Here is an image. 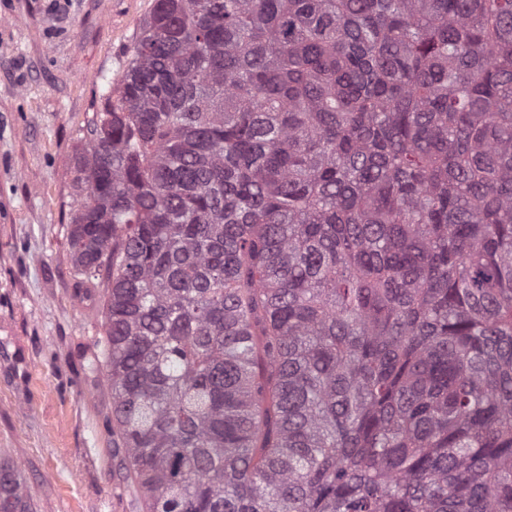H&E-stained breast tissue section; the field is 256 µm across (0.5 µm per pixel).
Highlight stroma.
Listing matches in <instances>:
<instances>
[{
  "instance_id": "obj_1",
  "label": "stroma",
  "mask_w": 512,
  "mask_h": 512,
  "mask_svg": "<svg viewBox=\"0 0 512 512\" xmlns=\"http://www.w3.org/2000/svg\"><path fill=\"white\" fill-rule=\"evenodd\" d=\"M154 0H0V457L36 512H144L112 445L106 283L67 248L75 157Z\"/></svg>"
}]
</instances>
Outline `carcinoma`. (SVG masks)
Here are the masks:
<instances>
[{
    "instance_id": "obj_1",
    "label": "carcinoma",
    "mask_w": 512,
    "mask_h": 512,
    "mask_svg": "<svg viewBox=\"0 0 512 512\" xmlns=\"http://www.w3.org/2000/svg\"><path fill=\"white\" fill-rule=\"evenodd\" d=\"M74 183L146 512H512V0H155Z\"/></svg>"
}]
</instances>
